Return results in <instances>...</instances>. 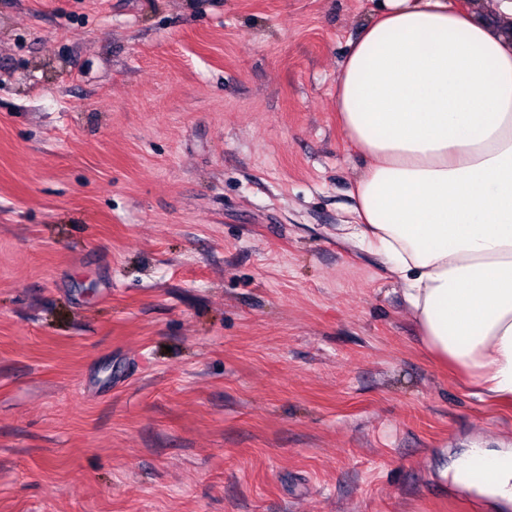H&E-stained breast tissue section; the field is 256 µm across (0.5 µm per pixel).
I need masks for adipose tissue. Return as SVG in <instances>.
Returning <instances> with one entry per match:
<instances>
[{
  "label": "adipose tissue",
  "instance_id": "ef3b65f1",
  "mask_svg": "<svg viewBox=\"0 0 512 512\" xmlns=\"http://www.w3.org/2000/svg\"><path fill=\"white\" fill-rule=\"evenodd\" d=\"M487 24L452 0H381L336 74L347 143L369 165L351 236L382 255L427 349L479 394L512 400V0ZM485 496L512 503V450Z\"/></svg>",
  "mask_w": 512,
  "mask_h": 512
}]
</instances>
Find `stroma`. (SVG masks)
Here are the masks:
<instances>
[{
    "label": "stroma",
    "mask_w": 512,
    "mask_h": 512,
    "mask_svg": "<svg viewBox=\"0 0 512 512\" xmlns=\"http://www.w3.org/2000/svg\"><path fill=\"white\" fill-rule=\"evenodd\" d=\"M375 0H0V512H497L512 405L350 239ZM473 462L490 467L495 473L494 482L482 493L494 502L512 503V450L470 448L452 463V477L456 483L466 484L464 474Z\"/></svg>",
    "instance_id": "stroma-1"
}]
</instances>
